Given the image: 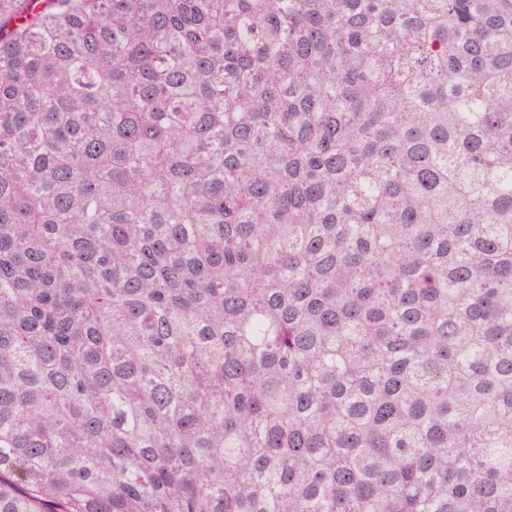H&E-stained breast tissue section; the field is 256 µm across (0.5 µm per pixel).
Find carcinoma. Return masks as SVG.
<instances>
[{
  "mask_svg": "<svg viewBox=\"0 0 512 512\" xmlns=\"http://www.w3.org/2000/svg\"><path fill=\"white\" fill-rule=\"evenodd\" d=\"M0 512H512V0H0Z\"/></svg>",
  "mask_w": 512,
  "mask_h": 512,
  "instance_id": "obj_1",
  "label": "carcinoma"
}]
</instances>
